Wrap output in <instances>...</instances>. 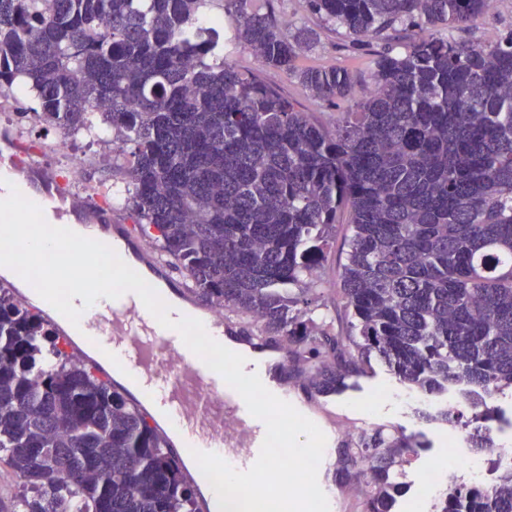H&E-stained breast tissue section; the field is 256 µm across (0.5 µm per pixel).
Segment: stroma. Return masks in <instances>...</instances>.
Returning a JSON list of instances; mask_svg holds the SVG:
<instances>
[{
    "instance_id": "stroma-1",
    "label": "stroma",
    "mask_w": 512,
    "mask_h": 512,
    "mask_svg": "<svg viewBox=\"0 0 512 512\" xmlns=\"http://www.w3.org/2000/svg\"><path fill=\"white\" fill-rule=\"evenodd\" d=\"M277 14L293 21L295 28L312 31L310 42L303 44L297 58L301 68L339 66L349 69L357 78L354 94L362 96L371 83L374 60L377 53L391 48L401 51V42L380 40L371 50L351 51L349 38L344 29L326 23L310 12L304 0H274ZM512 30V0H498L489 13L472 19L461 28L453 30L455 39L473 45L482 44L496 32ZM229 63L240 69L256 70L269 84L279 87L282 92L296 99L302 111L310 113L315 120L327 128H334L341 112L347 108L340 102L330 107L316 101L308 90L300 86L287 73L272 67L260 65L253 54L245 48H237L228 57ZM31 97L25 88H17L11 97L0 99V132H6L20 145L21 155L30 163L38 164L50 177H58L61 168L56 158L43 149L46 137L54 135V128L48 127L29 115ZM76 157L83 166L82 190L87 201H94L95 192L103 186L123 187L125 171L105 141L93 138H76ZM347 248V231L337 228L335 239L328 251V258L322 269V282L313 292L315 304L321 308H334L336 288L339 281L340 263ZM429 396L402 384L378 358H370L364 374L352 378L351 387L336 397V420L329 425L336 448L333 467L337 497L357 496L355 482H352L344 465L341 453L346 443L341 435L345 425H353L358 431L379 428L389 434L415 435L419 446L403 467L406 485L396 497L392 512H421L419 487L422 469L439 458H447L449 449L467 451L464 431L444 422H426L419 414L428 410Z\"/></svg>"
}]
</instances>
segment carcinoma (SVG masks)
<instances>
[{
    "instance_id": "1",
    "label": "carcinoma",
    "mask_w": 512,
    "mask_h": 512,
    "mask_svg": "<svg viewBox=\"0 0 512 512\" xmlns=\"http://www.w3.org/2000/svg\"><path fill=\"white\" fill-rule=\"evenodd\" d=\"M0 0V93L69 134L115 132L141 232L206 303L286 342L310 390L331 395L374 352L403 384L460 388L471 447L494 452L493 400L512 388V30L475 46L449 31L491 0H307L356 45L415 28L377 56L371 87L330 130L259 75L241 45L312 97L351 100L342 67L296 65L311 40L229 0ZM350 229L333 330L307 298L329 241ZM414 437L361 433L348 455L362 512H392ZM0 452L23 478V512H183L196 503L165 440L52 325L0 292ZM436 512H512V469L460 484Z\"/></svg>"
}]
</instances>
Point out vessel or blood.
Here are the masks:
<instances>
[{"label":"vessel or blood","instance_id":"b4317fda","mask_svg":"<svg viewBox=\"0 0 512 512\" xmlns=\"http://www.w3.org/2000/svg\"><path fill=\"white\" fill-rule=\"evenodd\" d=\"M16 171L13 143L2 139L0 199L9 196L8 182ZM68 193L67 185L55 181L39 200L50 225L64 226L66 212L57 201ZM91 216L103 232L102 243L123 241L135 262L160 269L158 258L131 236L127 226L112 223L96 210ZM72 351L84 360L94 352L107 354L109 360L99 371L108 379L113 376L112 360H122L127 366L124 389L133 400L149 404L163 430L181 436L182 451L214 453L242 471L256 461L264 422L249 413L243 399L188 349L177 331L157 322L137 294L125 293L99 309Z\"/></svg>","mask_w":512,"mask_h":512}]
</instances>
